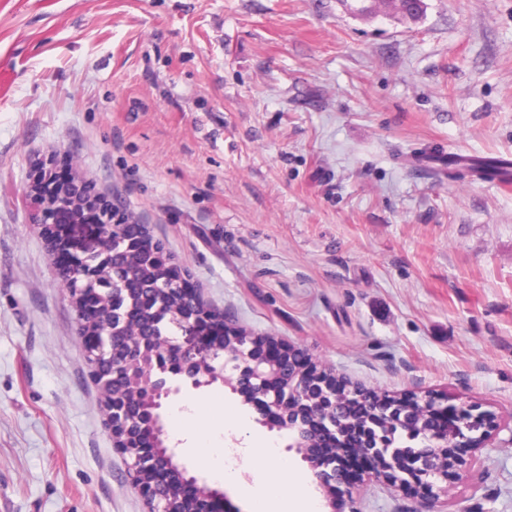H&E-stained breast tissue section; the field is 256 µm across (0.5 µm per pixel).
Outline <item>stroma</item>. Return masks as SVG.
I'll list each match as a JSON object with an SVG mask.
<instances>
[{
  "label": "stroma",
  "mask_w": 512,
  "mask_h": 512,
  "mask_svg": "<svg viewBox=\"0 0 512 512\" xmlns=\"http://www.w3.org/2000/svg\"><path fill=\"white\" fill-rule=\"evenodd\" d=\"M0 0V512H147L105 427L30 176L92 183L213 307L375 391L447 396L502 431L437 512H512V0ZM164 405L209 468L222 383ZM360 512H420L367 484Z\"/></svg>",
  "instance_id": "35a3bbf8"
}]
</instances>
